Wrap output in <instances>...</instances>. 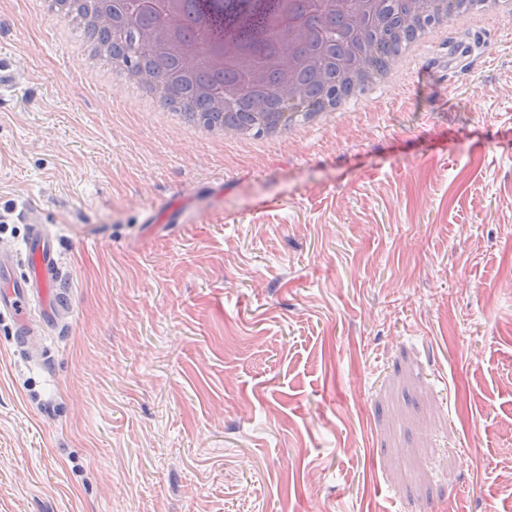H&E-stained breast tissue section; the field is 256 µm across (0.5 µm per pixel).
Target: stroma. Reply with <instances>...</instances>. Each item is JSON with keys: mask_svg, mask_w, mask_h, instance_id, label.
Segmentation results:
<instances>
[{"mask_svg": "<svg viewBox=\"0 0 512 512\" xmlns=\"http://www.w3.org/2000/svg\"><path fill=\"white\" fill-rule=\"evenodd\" d=\"M63 28L0 0V253L38 204L72 298L33 360L0 320V512H512V20L259 146L85 84Z\"/></svg>", "mask_w": 512, "mask_h": 512, "instance_id": "obj_1", "label": "stroma"}]
</instances>
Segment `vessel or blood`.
<instances>
[{
	"mask_svg": "<svg viewBox=\"0 0 512 512\" xmlns=\"http://www.w3.org/2000/svg\"><path fill=\"white\" fill-rule=\"evenodd\" d=\"M26 233L20 248L0 253V319H10L19 347H27L30 313L38 311L52 325L71 308L69 291L52 234L36 205H26L17 215Z\"/></svg>",
	"mask_w": 512,
	"mask_h": 512,
	"instance_id": "1",
	"label": "vessel or blood"
}]
</instances>
